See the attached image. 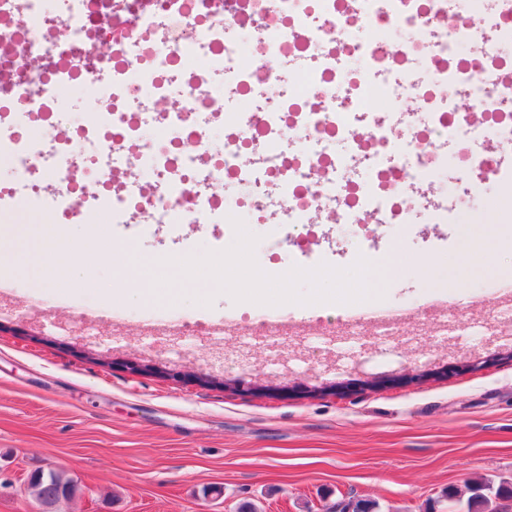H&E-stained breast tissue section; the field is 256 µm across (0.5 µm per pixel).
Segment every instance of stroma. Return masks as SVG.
Returning <instances> with one entry per match:
<instances>
[{
  "label": "stroma",
  "mask_w": 512,
  "mask_h": 512,
  "mask_svg": "<svg viewBox=\"0 0 512 512\" xmlns=\"http://www.w3.org/2000/svg\"><path fill=\"white\" fill-rule=\"evenodd\" d=\"M436 196L469 202L456 223L439 226L418 214L410 231H387V249L334 229L344 257L328 265L318 282L266 227L246 213L236 231L214 241L207 224H177L161 233L146 224L111 227L112 254L104 256L98 225L81 229L54 223L46 212L18 210L41 254L13 271L0 291V512H37L28 486L37 470H56L81 488L60 512H326L356 499L376 501L378 512H448L445 493L467 499L476 481L512 482V335L493 347L439 334L444 292L458 327L487 316L494 299L481 292L496 274L512 271V222L497 241L463 238L487 213H512V195L495 183L474 187L454 165L431 181ZM276 253L270 286L250 287L256 242ZM91 257V288L44 281L42 271L63 250ZM468 264H461V254ZM233 258L226 277L213 276L207 260ZM433 256L445 267L430 276L410 260ZM201 258L191 287L181 285L176 263ZM137 260L158 288L153 302H134L119 270ZM397 259L399 267L383 273ZM292 282L289 301L274 286L279 272ZM234 287H225V280ZM383 282L379 295H362L366 282ZM407 303L410 317L391 319L401 330L390 359L376 354V319L369 310ZM245 309L288 323L281 347L238 346L235 331L223 335L192 323L193 315L223 316ZM107 314L97 322L98 314ZM176 315L167 335H153L145 318ZM325 336L310 342V328ZM505 359L486 363L490 350ZM158 365L159 373L135 374L130 359ZM473 363V370L436 376L438 367ZM191 370L218 378L202 384ZM417 373L412 383L391 377ZM240 378L289 386V395L252 394L221 385ZM352 380L345 395L325 385ZM220 487V496L209 487Z\"/></svg>",
  "instance_id": "1"
}]
</instances>
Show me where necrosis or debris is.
Here are the masks:
<instances>
[{
    "label": "necrosis or debris",
    "mask_w": 512,
    "mask_h": 512,
    "mask_svg": "<svg viewBox=\"0 0 512 512\" xmlns=\"http://www.w3.org/2000/svg\"><path fill=\"white\" fill-rule=\"evenodd\" d=\"M114 3L108 27L99 0H0V160L12 172L0 184V213L21 204L64 224H224L245 211L308 260L318 242L313 216L333 203L345 216L364 205L358 184L336 180L338 140L372 163L370 195L391 228L409 224L410 188L447 161L478 181L512 183V168L499 160L512 150V57L501 52L512 41V0H497L490 13L480 0H460L451 26L438 22L448 0ZM396 27L409 38L392 42ZM337 28L343 39L325 45ZM104 40L106 57L98 52ZM477 41L483 51L474 55L468 46ZM246 54L298 61L287 102L241 108L276 79L272 70L245 68ZM343 55L369 58L371 67L339 70ZM417 60L431 66V78L413 74ZM177 74L179 99L156 109ZM64 81L95 89L99 110L72 120L56 97ZM445 84L479 105L483 120L449 109L439 92ZM376 98L389 109L371 112L365 137L352 138L353 121ZM216 123L224 128L218 151ZM43 125L52 138L34 135ZM399 126L408 134L401 144L393 137ZM297 129L308 146L291 153L283 142ZM445 136L455 146L450 157L438 145ZM484 140L490 148L478 150ZM227 181L243 188L229 202Z\"/></svg>",
    "instance_id": "necrosis-or-debris-1"
}]
</instances>
